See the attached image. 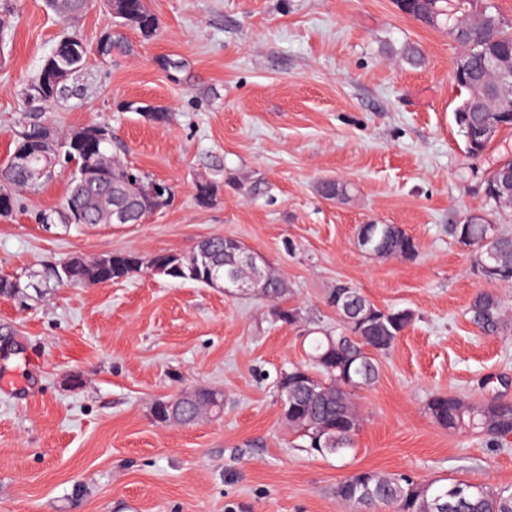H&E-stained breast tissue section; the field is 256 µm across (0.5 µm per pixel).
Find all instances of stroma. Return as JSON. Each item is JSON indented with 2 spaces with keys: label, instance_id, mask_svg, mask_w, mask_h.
<instances>
[{
  "label": "stroma",
  "instance_id": "obj_1",
  "mask_svg": "<svg viewBox=\"0 0 512 512\" xmlns=\"http://www.w3.org/2000/svg\"><path fill=\"white\" fill-rule=\"evenodd\" d=\"M152 36L118 25L105 0L61 19L47 0H0V163L30 124L56 138L97 123L127 161L172 187L141 224H64L68 169L16 194L0 217V276L72 254H191L208 237L260 252L288 283L274 319L258 296L231 297L142 274L92 288L0 296V512H350L336 486L350 473H402L512 485V436L451 432L426 411L436 392L481 404L512 400V327L482 334L467 314L488 289L449 234L471 213L512 231L484 180L512 154V130L480 157L453 121L458 49L395 0H146ZM78 33L81 70L41 111L26 90L57 43ZM112 54L96 51L104 35ZM423 56L414 67L407 46ZM163 107L157 123L142 108ZM212 202L195 197L199 179ZM347 184L325 198L323 181ZM362 224H398L414 259L357 244ZM346 282L415 321L356 393L353 453L303 448L282 416L281 372ZM224 394V413L189 426L158 422L157 400L188 388Z\"/></svg>",
  "mask_w": 512,
  "mask_h": 512
}]
</instances>
